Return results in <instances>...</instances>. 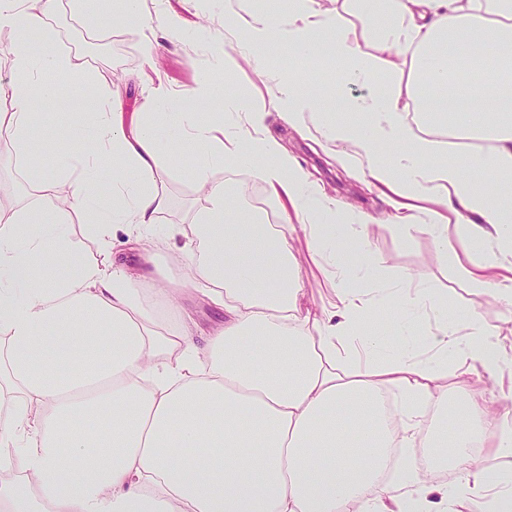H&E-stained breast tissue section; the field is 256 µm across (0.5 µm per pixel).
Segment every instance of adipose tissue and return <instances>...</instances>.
<instances>
[{"mask_svg":"<svg viewBox=\"0 0 512 512\" xmlns=\"http://www.w3.org/2000/svg\"><path fill=\"white\" fill-rule=\"evenodd\" d=\"M56 6L0 0V29L17 34L7 51L12 107L0 112L14 151L0 166L38 153V105L69 93L92 113L90 135L64 139L55 172L28 173L38 190L67 183V206L51 218L31 204L0 218V512H512V345L476 307L451 309L432 284L389 272L372 254V216L337 223L335 201L265 121L274 109L295 128L318 126L345 168L391 187L394 229L425 228L444 257L463 250L456 276L511 324L512 97L502 83L512 82V21L488 17L512 18V0H343L336 10L289 0L278 17L224 0L232 34L272 91L262 103L225 96L215 117L197 109L205 84L159 90L125 116L75 58L36 54L28 34ZM112 15L184 36L176 17L145 14L142 0H114ZM354 22L376 34L369 48L352 38ZM269 46L295 61L288 77H270ZM323 54L336 64L335 87L378 88L351 102L352 121H331L309 92L303 65ZM408 72L426 89L404 83ZM447 95L467 109L436 107ZM414 97L423 133L408 120ZM443 130L468 150L440 159ZM177 152L251 170L289 205L261 224L224 183L204 182L190 226L166 227L187 260L172 286L151 268L131 273L112 235L157 239L168 207L161 160ZM228 207L235 223L224 221ZM77 209L107 260L79 252L65 220ZM304 255L336 288L318 311L301 304ZM190 295L224 316L201 346L181 320ZM479 371L496 380L497 403L471 381ZM384 393L395 398L388 419L378 414ZM452 396L457 427L434 454L452 460L456 479L389 460Z\"/></svg>","mask_w":512,"mask_h":512,"instance_id":"ef3b65f1","label":"adipose tissue"}]
</instances>
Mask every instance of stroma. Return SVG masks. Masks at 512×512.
I'll use <instances>...</instances> for the list:
<instances>
[{
	"mask_svg": "<svg viewBox=\"0 0 512 512\" xmlns=\"http://www.w3.org/2000/svg\"><path fill=\"white\" fill-rule=\"evenodd\" d=\"M163 12L179 17L190 35L205 29L212 40H223L226 30L223 0H216L210 18L198 16L187 0H162ZM53 34L52 43H36L39 52L58 51L64 42L76 43L87 35L105 36L104 46L88 45L90 55L99 56L100 66L90 72L96 86L120 94L125 111H137L148 91L157 84L167 85L176 91L192 89L211 65V57L203 46L188 39L172 41L161 37L160 47L152 59H145L142 43L146 33L133 26H121L119 21L96 16H78L70 0H59L56 12L48 21ZM239 94L257 100L268 97V88L260 83L249 61H242L240 68L219 84L206 105L207 111L219 112L224 108L225 96ZM75 113L66 110L49 112L37 134L45 149L39 164L52 170L56 163L58 143L68 135H76ZM267 121L287 143L289 152L299 161L310 179L322 184L329 197L336 199L337 222H345L351 210L375 216L370 226L371 248L393 270L409 274L412 283L427 282L447 292L453 306L478 305L485 323L490 327L501 324L502 311L492 304L480 302L475 291L456 278L451 260L440 257L429 234L422 229L411 230L407 235H397L385 221L389 210L390 191L380 185L355 176L338 163L333 146L325 144L316 129L299 135L289 128L278 112H270ZM164 171L160 188L169 199V206L161 217L165 224H184L190 213L201 208L204 196L196 182L199 160L195 154L182 153L168 157L163 162ZM299 279L305 289L304 304L313 310L335 302L336 290L310 260L304 261Z\"/></svg>",
	"mask_w": 512,
	"mask_h": 512,
	"instance_id": "35a3bbf8",
	"label": "stroma"
}]
</instances>
